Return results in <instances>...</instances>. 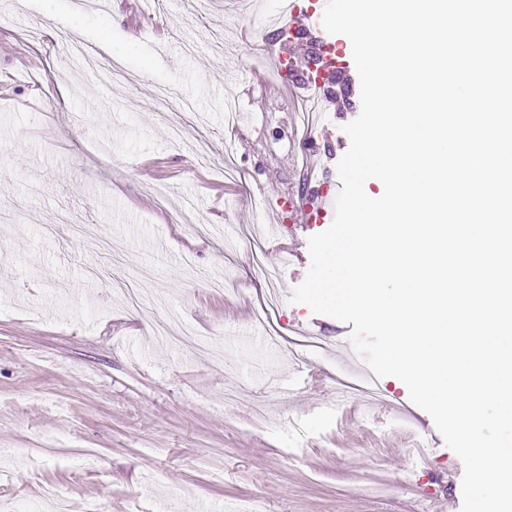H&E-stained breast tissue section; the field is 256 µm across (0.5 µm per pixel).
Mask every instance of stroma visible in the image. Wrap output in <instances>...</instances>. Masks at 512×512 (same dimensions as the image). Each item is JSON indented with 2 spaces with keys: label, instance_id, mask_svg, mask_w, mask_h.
<instances>
[{
  "label": "stroma",
  "instance_id": "1",
  "mask_svg": "<svg viewBox=\"0 0 512 512\" xmlns=\"http://www.w3.org/2000/svg\"><path fill=\"white\" fill-rule=\"evenodd\" d=\"M301 20L317 44L357 71L347 37L322 26L317 0ZM280 0L189 10L182 0H0V504L63 498L110 512H460L463 465L397 378L386 401L335 407L337 354L351 325L290 303L310 268L308 239L334 219L282 224L277 196H302L300 175L337 196V163L360 113L305 76ZM78 35L140 79L58 56ZM173 92L168 107L160 88ZM317 102L306 158L296 110ZM194 125L180 141L170 116ZM238 169L224 177L225 162ZM195 205L213 232L178 215ZM292 243L281 261L268 228ZM122 254L121 275L151 267V309L137 311L109 279L86 277ZM274 268L277 316L291 338L326 353L299 364L271 346L252 312L267 294L255 260ZM211 277L228 289L207 288ZM190 323L224 348V368L154 335L155 320ZM296 378V392L279 389Z\"/></svg>",
  "mask_w": 512,
  "mask_h": 512
}]
</instances>
